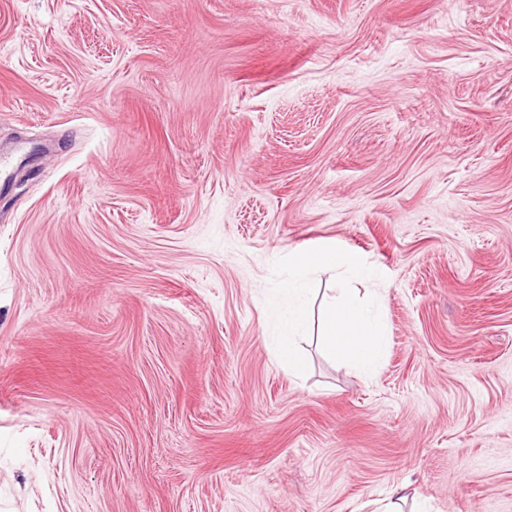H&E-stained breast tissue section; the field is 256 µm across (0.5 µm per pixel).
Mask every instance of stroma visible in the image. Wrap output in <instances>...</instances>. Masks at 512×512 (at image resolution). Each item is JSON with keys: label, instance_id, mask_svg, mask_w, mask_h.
Returning a JSON list of instances; mask_svg holds the SVG:
<instances>
[{"label": "stroma", "instance_id": "obj_1", "mask_svg": "<svg viewBox=\"0 0 512 512\" xmlns=\"http://www.w3.org/2000/svg\"><path fill=\"white\" fill-rule=\"evenodd\" d=\"M0 152V512H512V0H0Z\"/></svg>", "mask_w": 512, "mask_h": 512}]
</instances>
